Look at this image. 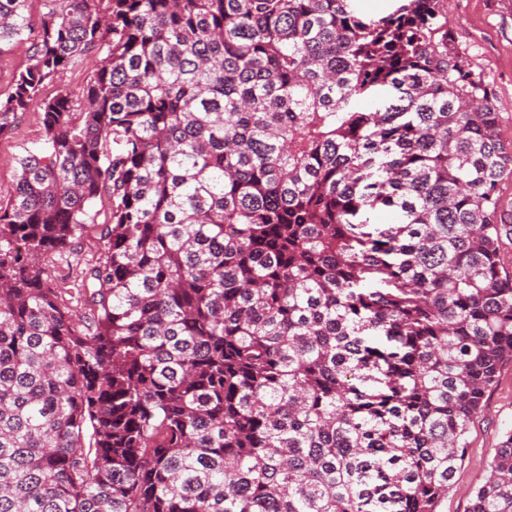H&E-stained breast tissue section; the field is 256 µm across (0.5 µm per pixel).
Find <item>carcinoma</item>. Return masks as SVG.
<instances>
[{"label":"carcinoma","instance_id":"carcinoma-1","mask_svg":"<svg viewBox=\"0 0 512 512\" xmlns=\"http://www.w3.org/2000/svg\"><path fill=\"white\" fill-rule=\"evenodd\" d=\"M352 2L49 0L0 100L45 130L0 204V512H442L512 362V154L445 0ZM97 202L78 326L44 261ZM490 466L469 512H512L511 433ZM356 14L366 23L378 22L388 16L403 4L406 0H357ZM101 57V55L91 53L79 67L58 74L44 88V96L52 97L59 90L76 89L87 83L91 79Z\"/></svg>","mask_w":512,"mask_h":512}]
</instances>
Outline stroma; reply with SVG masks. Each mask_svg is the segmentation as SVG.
<instances>
[{
  "mask_svg": "<svg viewBox=\"0 0 512 512\" xmlns=\"http://www.w3.org/2000/svg\"><path fill=\"white\" fill-rule=\"evenodd\" d=\"M448 25L469 67L492 87L500 116V137L512 152V0H445ZM45 0H28L30 30L0 55V98L12 90L15 76L29 66L42 34ZM44 130L41 114L30 110L12 131L0 136V203H7L15 184L17 159L39 146ZM70 249L49 256V284L66 301L77 300L83 271L102 253L100 231L110 220L108 205H95ZM512 431V362L505 363L484 405L469 426L468 448L448 494L445 512H469L475 492L490 476V463L506 432Z\"/></svg>",
  "mask_w": 512,
  "mask_h": 512,
  "instance_id": "1",
  "label": "stroma"
}]
</instances>
